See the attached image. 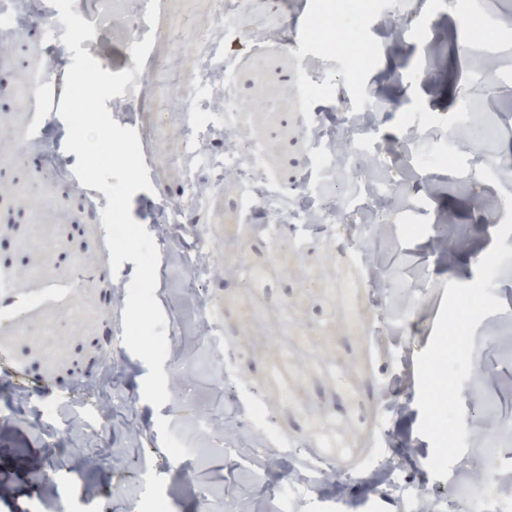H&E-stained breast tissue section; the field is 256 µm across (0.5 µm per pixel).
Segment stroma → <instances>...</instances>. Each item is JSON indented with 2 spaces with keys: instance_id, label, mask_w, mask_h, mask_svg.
<instances>
[{
  "instance_id": "stroma-1",
  "label": "stroma",
  "mask_w": 512,
  "mask_h": 512,
  "mask_svg": "<svg viewBox=\"0 0 512 512\" xmlns=\"http://www.w3.org/2000/svg\"><path fill=\"white\" fill-rule=\"evenodd\" d=\"M251 14L238 18L241 35L222 39L218 56L236 63L235 91L247 123L242 143L260 142L263 177L289 196L303 190L335 202L336 185L321 182L315 154L321 142L303 138V114L322 113L337 126L345 105L360 106L350 85L359 80L387 102L392 123L376 138L389 143L417 120L444 135L455 125L457 102L469 95L478 127L493 132L482 143L464 130L470 146L461 168L428 164V202L413 187L400 190L395 216L385 229H370L363 248L336 246L333 227L319 234L289 225L280 245L259 232L269 223L262 209L241 210L243 187L225 180L201 225L172 224L158 236L164 203L187 194L181 164L193 117L158 109L162 95L134 70L131 53L143 34L132 33L127 16L137 0H89L79 15L92 21L103 56L116 71H134L120 100H107L112 119L136 129L151 191L132 197L133 219L154 234L159 251L154 296L167 326L180 336L168 349L165 374L189 360L190 369L170 399L154 407L142 397L145 363L123 344L106 348L107 336L124 333L126 285L135 264L112 272L100 211L108 199L95 191L90 213L67 152V128L58 114L61 94L53 84L34 87L47 58V36L20 31L0 54V273L19 309L13 322L0 321V512H139L146 490L169 491L167 512H466L453 487L463 467L482 459L467 448L448 478H432L431 443L418 432L416 356L431 340L447 282L468 284L492 247L497 228L493 206L501 195L490 182L469 180L471 167L512 154V0H494L503 26L496 42L472 41L467 0H382L396 8L408 29L398 38L372 15H359L355 0L336 26L349 54L319 51L334 0H306L308 38L288 44L287 16L298 0H250ZM213 0H158L154 42L146 64L176 63L185 78L197 68L194 37L213 26ZM434 13L436 27L417 35L416 17ZM272 30L261 51L246 35L251 16ZM322 92L306 97V85ZM55 160L68 173L55 186L33 184L31 169ZM53 258L44 262L43 247ZM206 253L211 270L203 293L216 306L219 336L197 334V298L185 285L181 258ZM82 266H75V259ZM504 311L476 327L473 350L490 376L483 403L462 392L464 420L485 424L512 419V358L490 344L492 330L512 336V271L491 289ZM403 316L406 338L384 334L381 325ZM120 365L111 400L81 403L78 381L96 375L106 357ZM229 376L218 380L217 365ZM266 416L257 420L253 408ZM114 418L101 456L97 442L81 439L79 455L53 465L45 451L49 430L88 425L104 409ZM181 447L180 467L169 451ZM112 470L111 485L98 482L85 460ZM397 461L405 499L381 495V464ZM335 468L341 482L319 483L316 469Z\"/></svg>"
}]
</instances>
